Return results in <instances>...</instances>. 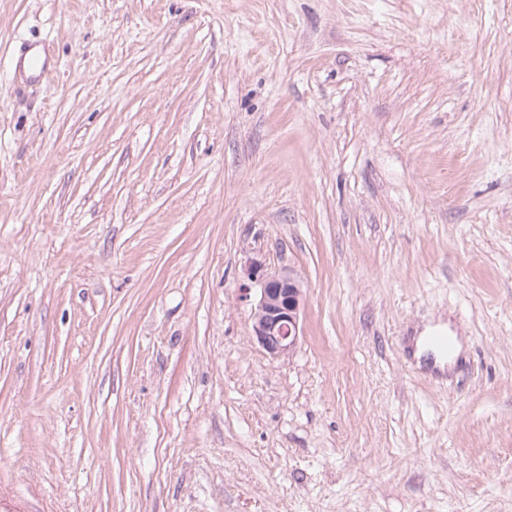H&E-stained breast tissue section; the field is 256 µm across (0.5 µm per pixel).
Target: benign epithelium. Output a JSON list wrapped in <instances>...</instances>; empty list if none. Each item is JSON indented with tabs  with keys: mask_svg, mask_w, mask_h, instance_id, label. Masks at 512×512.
<instances>
[{
	"mask_svg": "<svg viewBox=\"0 0 512 512\" xmlns=\"http://www.w3.org/2000/svg\"><path fill=\"white\" fill-rule=\"evenodd\" d=\"M246 275L249 284L243 288L244 295H249L253 284L260 290L253 311V335L270 356L290 354L301 336L302 284L287 272H270L257 264L249 266Z\"/></svg>",
	"mask_w": 512,
	"mask_h": 512,
	"instance_id": "benign-epithelium-1",
	"label": "benign epithelium"
}]
</instances>
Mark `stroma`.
I'll return each mask as SVG.
<instances>
[{
    "mask_svg": "<svg viewBox=\"0 0 512 512\" xmlns=\"http://www.w3.org/2000/svg\"><path fill=\"white\" fill-rule=\"evenodd\" d=\"M0 512H512V0H0ZM246 275L260 290L252 325L257 342L272 357L290 354L301 336L302 284L290 273L270 272L257 264Z\"/></svg>",
    "mask_w": 512,
    "mask_h": 512,
    "instance_id": "obj_1",
    "label": "stroma"
}]
</instances>
